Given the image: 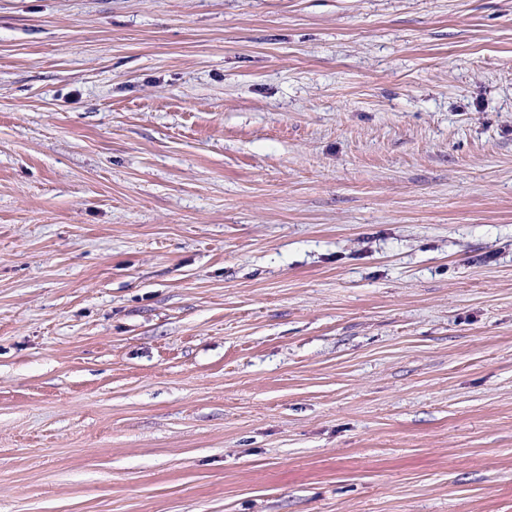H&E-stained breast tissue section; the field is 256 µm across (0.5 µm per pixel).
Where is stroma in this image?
Masks as SVG:
<instances>
[{"mask_svg":"<svg viewBox=\"0 0 512 512\" xmlns=\"http://www.w3.org/2000/svg\"><path fill=\"white\" fill-rule=\"evenodd\" d=\"M0 512H512V0H0Z\"/></svg>","mask_w":512,"mask_h":512,"instance_id":"1","label":"stroma"}]
</instances>
